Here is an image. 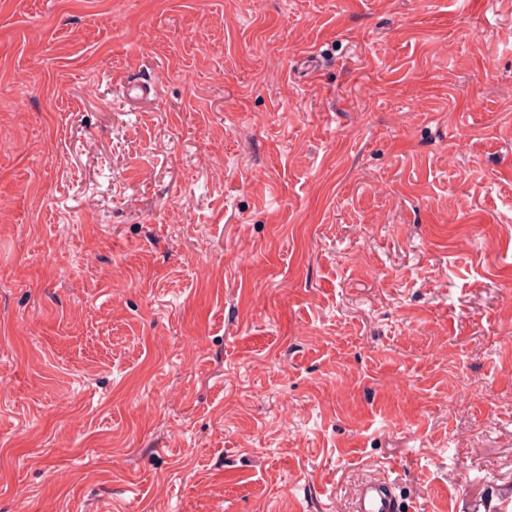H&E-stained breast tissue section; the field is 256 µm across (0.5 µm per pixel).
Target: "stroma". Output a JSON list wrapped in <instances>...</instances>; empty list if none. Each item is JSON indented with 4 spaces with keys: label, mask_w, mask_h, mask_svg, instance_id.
I'll list each match as a JSON object with an SVG mask.
<instances>
[{
    "label": "stroma",
    "mask_w": 512,
    "mask_h": 512,
    "mask_svg": "<svg viewBox=\"0 0 512 512\" xmlns=\"http://www.w3.org/2000/svg\"><path fill=\"white\" fill-rule=\"evenodd\" d=\"M372 476L512 512V0H0V512Z\"/></svg>",
    "instance_id": "1"
}]
</instances>
